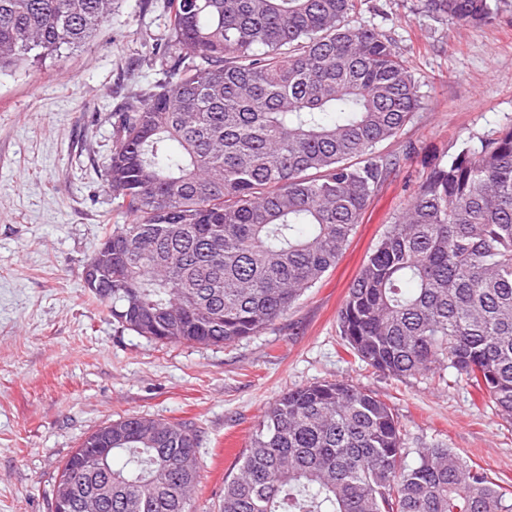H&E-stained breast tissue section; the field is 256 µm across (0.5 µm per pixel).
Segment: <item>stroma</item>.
<instances>
[{"mask_svg": "<svg viewBox=\"0 0 512 512\" xmlns=\"http://www.w3.org/2000/svg\"><path fill=\"white\" fill-rule=\"evenodd\" d=\"M485 24L433 16L424 0H357L350 20L407 61L421 108L380 152L387 176L335 268L287 315L229 345L148 341L113 324L84 263L125 216L106 180L114 114L164 79L169 0H114L84 46L0 72V512H51L58 471L113 420L183 422L198 436L195 512H219L266 410L323 380L372 391L407 447L442 444L512 490V422L465 382L396 379L343 349L350 282L430 164L512 125V0Z\"/></svg>", "mask_w": 512, "mask_h": 512, "instance_id": "obj_1", "label": "stroma"}]
</instances>
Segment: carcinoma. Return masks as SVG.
Masks as SVG:
<instances>
[{
  "label": "carcinoma",
  "instance_id": "obj_1",
  "mask_svg": "<svg viewBox=\"0 0 512 512\" xmlns=\"http://www.w3.org/2000/svg\"><path fill=\"white\" fill-rule=\"evenodd\" d=\"M113 0H0V71L78 47ZM356 0H170L164 82L117 114L107 169L126 222L92 296L162 343L230 344L283 316L336 266L421 101ZM458 23L491 0H425ZM347 350L396 378L450 375L512 421V127L435 162L337 316ZM95 435L57 480L82 512L107 474ZM197 434L112 421L98 512H192ZM416 455L410 466L402 464ZM220 512H512V492L452 448H407L392 409L343 381L284 392Z\"/></svg>",
  "mask_w": 512,
  "mask_h": 512
}]
</instances>
